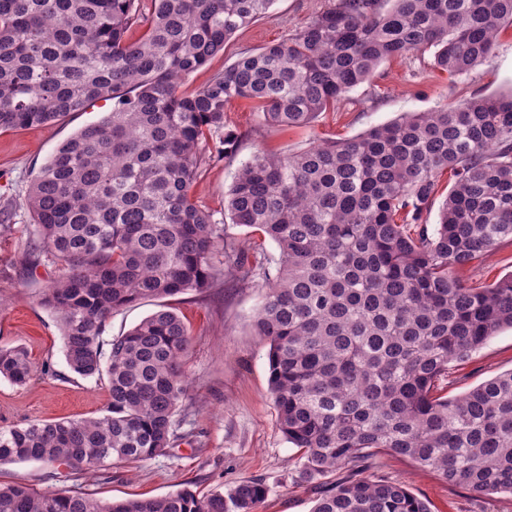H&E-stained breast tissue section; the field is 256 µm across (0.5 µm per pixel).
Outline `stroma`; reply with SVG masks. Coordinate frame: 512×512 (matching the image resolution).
I'll return each mask as SVG.
<instances>
[{"mask_svg":"<svg viewBox=\"0 0 512 512\" xmlns=\"http://www.w3.org/2000/svg\"><path fill=\"white\" fill-rule=\"evenodd\" d=\"M331 0H275L269 11L236 32L223 53L186 77L183 89L203 88L213 74L241 53L254 52L287 38ZM512 93V27H505L489 59L454 78L432 65L430 53L412 52L381 64L373 77L349 92L338 111L325 112L305 127L282 128L265 121L261 108L246 100L227 107L230 129L239 138L232 152L205 163L194 187L195 199L224 220V194L243 163L257 152L288 156L314 142L348 139L397 119L404 112H427L475 95ZM112 109L101 101L60 121L0 132V209L11 227L0 232V347H23L34 372L25 386L0 378V429L34 421L77 420L102 415L108 403L106 381L82 378L68 368L56 315L44 294L58 271L47 263L29 265L24 253L33 236L26 206L30 184L57 148ZM512 273V241L461 269L460 279L481 287ZM259 288L225 276L205 292L131 304L107 321L105 338L127 332L143 318L165 309L188 326L192 344L185 359L186 404L191 434L178 441L172 455L148 461L116 462L105 474L70 475L64 468L26 461L0 465V483L20 482L38 492H81L103 500L162 497L188 488L205 496L227 485L256 479L268 488L258 512H311L323 487L299 482V451L284 439L268 392V345L252 328ZM512 370V329L501 330L444 382L448 396H459ZM372 475L403 481L426 500L431 512H512V495L474 498L448 485L438 473L416 467L409 459L378 455Z\"/></svg>","mask_w":512,"mask_h":512,"instance_id":"35a3bbf8","label":"stroma"}]
</instances>
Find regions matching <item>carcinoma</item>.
I'll list each match as a JSON object with an SVG mask.
<instances>
[{"label":"carcinoma","mask_w":512,"mask_h":512,"mask_svg":"<svg viewBox=\"0 0 512 512\" xmlns=\"http://www.w3.org/2000/svg\"><path fill=\"white\" fill-rule=\"evenodd\" d=\"M275 0H0V130L60 120L100 100L112 112L58 147L30 186L31 262L61 271L45 295L68 368L107 378L98 417L0 430V464L40 461L98 473L166 454L187 409L191 334L159 310L110 340L116 310L204 292L228 269L260 284L253 328L268 343V389L298 479L346 469L312 512H430L387 477L383 453L439 473L473 497L512 494V370L448 398L439 382L505 328L512 273L482 287L457 271L512 241V95L406 112L353 138L288 157L254 155L225 194L230 224L269 238L276 272L226 242L192 188L203 148L238 136L224 113L262 104L278 126L334 112L378 66L433 52L461 75L512 25V0H332L288 38L239 57L202 89L186 76ZM141 34L132 39V29ZM448 191L426 216L440 177ZM22 347L0 348V377L26 384ZM259 480L201 498L108 501L0 484V512H257Z\"/></svg>","instance_id":"carcinoma-1"}]
</instances>
